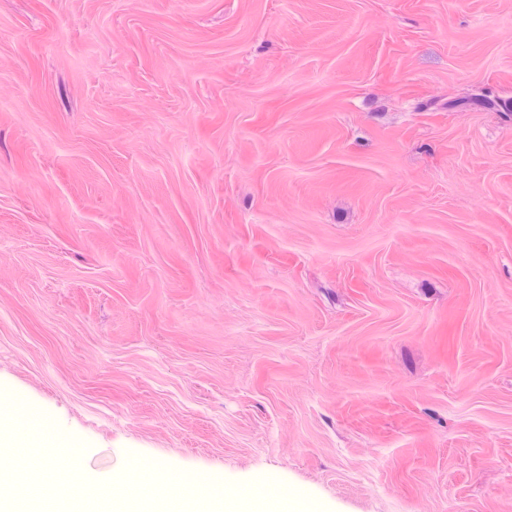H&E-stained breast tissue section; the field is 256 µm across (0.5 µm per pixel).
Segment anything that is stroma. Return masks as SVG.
Listing matches in <instances>:
<instances>
[{"label": "stroma", "instance_id": "1", "mask_svg": "<svg viewBox=\"0 0 512 512\" xmlns=\"http://www.w3.org/2000/svg\"><path fill=\"white\" fill-rule=\"evenodd\" d=\"M76 477L512 512V0H0V512Z\"/></svg>", "mask_w": 512, "mask_h": 512}]
</instances>
